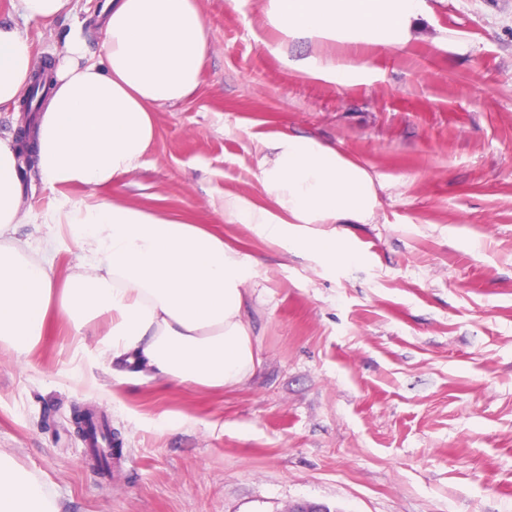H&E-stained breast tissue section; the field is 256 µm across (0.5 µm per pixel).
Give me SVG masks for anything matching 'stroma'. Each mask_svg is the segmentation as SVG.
I'll return each instance as SVG.
<instances>
[{"label":"stroma","instance_id":"35a3bbf8","mask_svg":"<svg viewBox=\"0 0 512 512\" xmlns=\"http://www.w3.org/2000/svg\"><path fill=\"white\" fill-rule=\"evenodd\" d=\"M103 3L43 25L0 0V24L52 72ZM266 3L199 0V89L156 108L142 168L108 194L208 225L213 197L268 204L258 136H311L374 180L372 223L336 227L362 262L224 222L254 260L261 371L225 391L119 377L57 313L30 356L0 351V453L60 512H512V0H426L421 38L358 46L370 75L348 85L292 67L312 44L274 52ZM88 407L121 441L108 475L75 424Z\"/></svg>","mask_w":512,"mask_h":512}]
</instances>
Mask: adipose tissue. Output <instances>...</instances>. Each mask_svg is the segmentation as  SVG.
<instances>
[{
	"label": "adipose tissue",
	"mask_w": 512,
	"mask_h": 512,
	"mask_svg": "<svg viewBox=\"0 0 512 512\" xmlns=\"http://www.w3.org/2000/svg\"><path fill=\"white\" fill-rule=\"evenodd\" d=\"M425 0H269L267 23L284 42H366L383 48L418 36ZM101 52L68 38L39 112L31 116L34 171L58 198L34 243L12 237L33 208L15 132L0 133V350L24 356L48 333L51 310L84 346L91 322L109 327L101 358L118 374L234 389L262 366L248 314L250 258L223 235L190 221L101 196L133 174L153 145V112L197 92L209 51L198 0H107ZM307 75L347 85L366 64L306 57ZM39 70L27 37L0 25V108L17 104ZM255 174L269 205L236 195L212 199L215 222L246 224L262 238L326 266L361 255L335 225L365 224L378 205L374 182L335 146L279 134L259 142ZM81 185L74 199L63 188ZM79 270L61 274L66 241ZM0 512H57L33 472L0 454Z\"/></svg>",
	"instance_id": "adipose-tissue-1"
}]
</instances>
